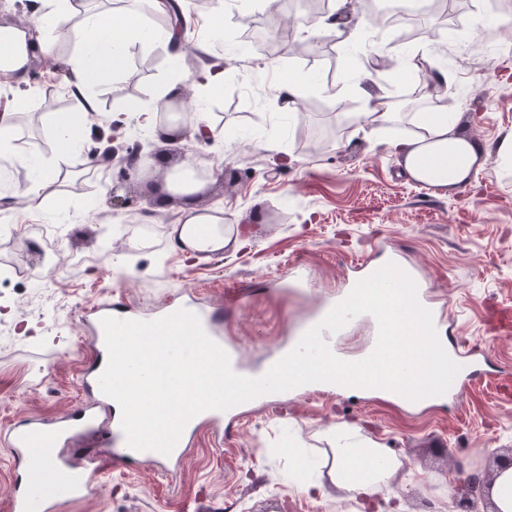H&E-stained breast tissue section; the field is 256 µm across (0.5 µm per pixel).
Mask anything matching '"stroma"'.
<instances>
[{"label": "stroma", "mask_w": 512, "mask_h": 512, "mask_svg": "<svg viewBox=\"0 0 512 512\" xmlns=\"http://www.w3.org/2000/svg\"><path fill=\"white\" fill-rule=\"evenodd\" d=\"M192 19L184 37L188 68L215 57L224 84L201 101L223 126L221 141L157 140L143 133L130 110L151 99L173 72L160 50H139L128 71L106 76L87 138L109 130L112 115L127 111L120 144L141 143L156 153L148 174L127 183L139 212L120 225L106 193L122 170L80 152V175L61 188V201L0 223V433L32 416H53L84 399L77 378L89 350L83 319L90 309L119 298L149 312L171 298L222 306L224 335L245 364L260 369L290 344L318 305L336 297L353 267L395 249L420 269L448 306L450 324L468 346L489 345V375L457 403L415 414L388 403L344 398L291 397L279 417L261 405L222 428L191 438L177 471L135 467L112 471L87 500L59 512H187L205 500L207 512H487L484 483L496 459L512 452V325L487 329L491 308L512 306V170L497 157L512 135V24L487 27L492 0H462L455 36L438 53L422 37L410 55L428 66L425 80L445 77L446 105L460 130L485 151L473 181L455 189L414 181L391 147L407 121L375 131L358 128L347 113L367 111V94L391 112H427L431 96L407 98L412 67L389 55L399 46L394 28L360 26L354 55L335 39L313 58L276 59L264 68L266 28L246 19L264 13L263 0H227L224 26L248 31L254 49L236 53L203 46L193 0H178ZM330 75L307 92L299 115L280 109L276 87L295 73ZM368 71L366 86L345 82ZM40 88L36 109L65 112L74 103L66 71L43 56L0 82V101ZM273 141L278 151L266 149ZM198 160L217 174L193 200L169 195L172 168ZM224 211V230L250 244L210 255H187L172 243L187 206ZM141 246L130 249L129 237ZM394 458L392 475L373 505L338 482L333 470L337 428ZM307 459L299 470L298 459ZM312 483V491L299 481Z\"/></svg>", "instance_id": "35a3bbf8"}]
</instances>
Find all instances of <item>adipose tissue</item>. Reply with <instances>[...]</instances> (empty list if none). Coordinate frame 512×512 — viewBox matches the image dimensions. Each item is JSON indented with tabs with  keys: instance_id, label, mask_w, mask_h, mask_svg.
I'll list each match as a JSON object with an SVG mask.
<instances>
[{
	"instance_id": "ef3b65f1",
	"label": "adipose tissue",
	"mask_w": 512,
	"mask_h": 512,
	"mask_svg": "<svg viewBox=\"0 0 512 512\" xmlns=\"http://www.w3.org/2000/svg\"><path fill=\"white\" fill-rule=\"evenodd\" d=\"M37 22L50 30L49 38L38 46L47 58H55L60 42L72 43L74 52L63 59L68 72L69 92L75 101L72 111L41 116L43 131L56 150L51 159L18 151V126L15 112L0 113V168H23L29 176L13 194L0 200V217H13L21 209L41 208L53 192L63 170L73 166L86 140L82 119L97 108L94 88L103 73L123 74L129 67L133 44L178 45L171 29H154L141 20L135 6L104 10L79 9L72 0H35ZM224 71L207 68L190 74L183 72L161 86L154 97L135 110L139 129L151 136L174 139L179 131L176 116L166 113L171 101L183 98L187 87L209 90L223 85ZM414 131L392 143L409 176L417 182L455 188L468 183L481 144L456 131L457 119L448 112H415L409 119ZM220 209L189 212L178 235L179 245L200 254L224 250L229 235L217 231L223 223ZM336 478L353 495L373 497L386 485L393 459L383 449L356 448L338 438L334 452Z\"/></svg>"
}]
</instances>
